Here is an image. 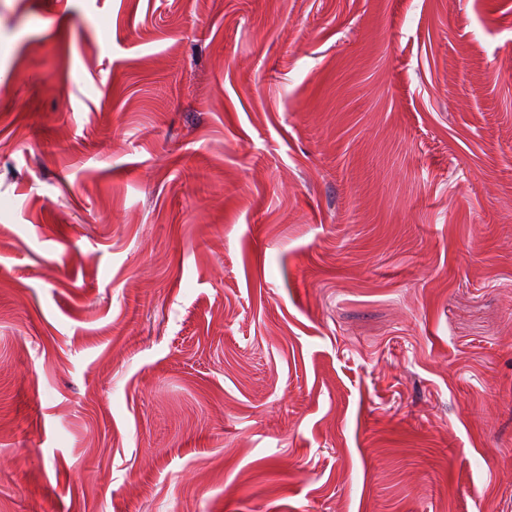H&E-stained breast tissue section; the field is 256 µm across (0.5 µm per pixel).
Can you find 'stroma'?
I'll return each mask as SVG.
<instances>
[{"label": "stroma", "instance_id": "stroma-1", "mask_svg": "<svg viewBox=\"0 0 512 512\" xmlns=\"http://www.w3.org/2000/svg\"><path fill=\"white\" fill-rule=\"evenodd\" d=\"M0 512H512V0H0Z\"/></svg>", "mask_w": 512, "mask_h": 512}]
</instances>
